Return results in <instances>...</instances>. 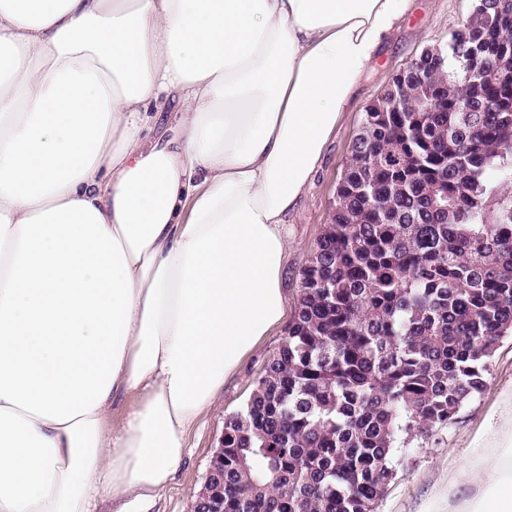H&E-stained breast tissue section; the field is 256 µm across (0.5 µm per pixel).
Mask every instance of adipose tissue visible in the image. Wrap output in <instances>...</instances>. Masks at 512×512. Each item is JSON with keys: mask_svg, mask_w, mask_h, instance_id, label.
<instances>
[{"mask_svg": "<svg viewBox=\"0 0 512 512\" xmlns=\"http://www.w3.org/2000/svg\"><path fill=\"white\" fill-rule=\"evenodd\" d=\"M412 5L0 0V512L171 483L285 317L288 215ZM480 443L433 512H512L511 392Z\"/></svg>", "mask_w": 512, "mask_h": 512, "instance_id": "1", "label": "adipose tissue"}]
</instances>
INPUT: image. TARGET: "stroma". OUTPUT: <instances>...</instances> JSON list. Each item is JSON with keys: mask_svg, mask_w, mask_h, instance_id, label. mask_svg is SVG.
Instances as JSON below:
<instances>
[{"mask_svg": "<svg viewBox=\"0 0 512 512\" xmlns=\"http://www.w3.org/2000/svg\"><path fill=\"white\" fill-rule=\"evenodd\" d=\"M474 0H416L412 13L403 19L392 41L381 51L364 78L358 101L347 113L325 147L322 162L313 174L300 210L288 217V257L284 277L287 304H295L300 271L330 221L336 183L363 112L385 89L395 72L423 49L446 44L450 32L470 13ZM288 334L280 325L230 379L193 429L184 461L165 492L149 506V512H189L194 495L203 486L211 457L224 432V418L240 410L249 399L266 362ZM512 389V336L505 337L490 367L487 389L467 403L455 422L430 439L414 441L398 451L397 475L380 502L378 512H429L435 495L443 493L450 469L479 451L478 435L504 389Z\"/></svg>", "mask_w": 512, "mask_h": 512, "instance_id": "1", "label": "stroma"}]
</instances>
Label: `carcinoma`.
I'll list each match as a JSON object with an SVG mask.
<instances>
[{
  "instance_id": "1",
  "label": "carcinoma",
  "mask_w": 512,
  "mask_h": 512,
  "mask_svg": "<svg viewBox=\"0 0 512 512\" xmlns=\"http://www.w3.org/2000/svg\"><path fill=\"white\" fill-rule=\"evenodd\" d=\"M500 0H475L447 47L406 63L416 100L440 110L363 113L326 225L301 270L288 336L246 405L224 419L222 512H376L397 448L452 424L487 388L489 361L512 334V195L488 182L507 168L506 89L464 94L466 39L500 36ZM468 111L460 112L458 108ZM448 192V208L432 194Z\"/></svg>"
}]
</instances>
